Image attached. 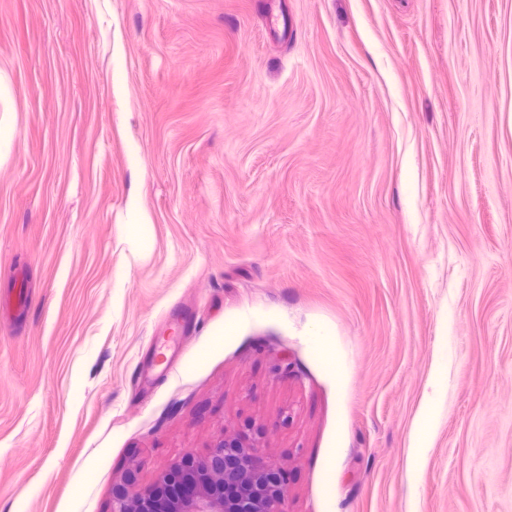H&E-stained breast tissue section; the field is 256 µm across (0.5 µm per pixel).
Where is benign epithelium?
<instances>
[{
  "label": "benign epithelium",
  "instance_id": "7a95c632",
  "mask_svg": "<svg viewBox=\"0 0 512 512\" xmlns=\"http://www.w3.org/2000/svg\"><path fill=\"white\" fill-rule=\"evenodd\" d=\"M192 462L197 478L180 497L158 500L129 480L112 496V512H284L288 471L264 460L245 437L226 434ZM227 482L239 486L231 499L224 498Z\"/></svg>",
  "mask_w": 512,
  "mask_h": 512
}]
</instances>
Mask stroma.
Returning <instances> with one entry per match:
<instances>
[{
  "mask_svg": "<svg viewBox=\"0 0 512 512\" xmlns=\"http://www.w3.org/2000/svg\"><path fill=\"white\" fill-rule=\"evenodd\" d=\"M0 126V512L227 432L286 512H512V0H0Z\"/></svg>",
  "mask_w": 512,
  "mask_h": 512,
  "instance_id": "stroma-1",
  "label": "stroma"
}]
</instances>
